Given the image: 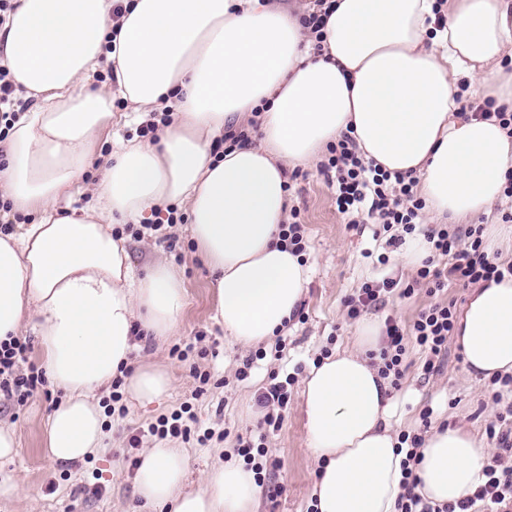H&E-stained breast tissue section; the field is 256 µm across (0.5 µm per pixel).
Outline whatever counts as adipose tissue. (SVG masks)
I'll list each match as a JSON object with an SVG mask.
<instances>
[{"label":"adipose tissue","instance_id":"1","mask_svg":"<svg viewBox=\"0 0 512 512\" xmlns=\"http://www.w3.org/2000/svg\"><path fill=\"white\" fill-rule=\"evenodd\" d=\"M335 4L317 57L300 12L266 0H15L0 25V65L30 107L9 132L0 195L36 219L0 234V342L33 331L62 394L45 424L51 462L105 448L101 400L113 379L125 377L140 405L173 389L165 367L136 364L133 353L136 332L163 340L176 330L182 275L163 260L138 272L112 225L187 205L213 277L214 318L248 347L285 329L308 282L278 237L285 170L312 165L343 133L384 169L416 177L428 209L448 221L464 223L501 197L512 138L496 119L459 117L455 97L512 106V67L502 63L512 0H448L441 29L436 0ZM117 99L134 112L170 104L176 115L157 141L118 143L88 206L61 207ZM252 119L260 144L214 154V138ZM379 336L378 320L363 319L355 349L303 381L317 512H395L403 456L390 385L370 357ZM455 336L473 377L512 374V278L474 288ZM420 453L417 491L441 506L473 489L487 460L464 426L434 429ZM189 470L182 449H143L135 488L147 512H260L242 458L216 460L194 489Z\"/></svg>","mask_w":512,"mask_h":512}]
</instances>
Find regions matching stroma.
Listing matches in <instances>:
<instances>
[{
	"mask_svg": "<svg viewBox=\"0 0 512 512\" xmlns=\"http://www.w3.org/2000/svg\"><path fill=\"white\" fill-rule=\"evenodd\" d=\"M288 182V205L300 209L306 228L305 258L310 275L301 300L307 320L288 324L283 353L267 346L265 358L256 362L248 379L237 380L235 372L248 351L231 343L213 318L212 279L196 253L189 224L166 225L159 233L128 238L136 268L161 259L184 276L185 307L175 333L161 344L151 336L138 337L134 353L136 361L168 366L175 378L174 388L161 403L129 407L122 418L108 416L104 451L84 463L65 466L52 464L43 448L47 415L61 398L58 391L35 393L23 405L0 402V421L14 425L19 438L18 454L5 467L17 484L18 497H1L0 512H139L134 483L138 452L129 445L133 435L189 404L199 429H212L215 439L200 444L171 436L159 442L147 436L141 445L149 448L159 442L169 448H186L191 476L199 478L225 450L235 449L237 434L253 426L258 416L255 397L271 371L284 375L299 365L310 367L324 349H353L356 326L346 320L343 301L363 281L379 277L374 256L381 253L383 243L374 240L372 228L361 233L347 229L317 165L297 168ZM188 343L207 353L199 365L210 371L211 380L200 396L195 393L189 362L170 354L173 346ZM448 351L447 370L428 381L420 377L418 353H411L402 388L393 394L392 420L399 430L419 428L420 412L429 406L434 410L433 426L462 424L484 433L495 413L486 395V382L468 374L460 359V345L449 342ZM290 392L283 426L267 439L271 457L280 463L276 480L283 491L275 498L262 496L261 512H307L311 503L314 464L306 443L301 383H294Z\"/></svg>",
	"mask_w": 512,
	"mask_h": 512,
	"instance_id": "stroma-1",
	"label": "stroma"
}]
</instances>
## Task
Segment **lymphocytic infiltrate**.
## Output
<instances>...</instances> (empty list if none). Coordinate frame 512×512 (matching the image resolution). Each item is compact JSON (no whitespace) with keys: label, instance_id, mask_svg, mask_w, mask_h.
<instances>
[{"label":"lymphocytic infiltrate","instance_id":"obj_1","mask_svg":"<svg viewBox=\"0 0 512 512\" xmlns=\"http://www.w3.org/2000/svg\"><path fill=\"white\" fill-rule=\"evenodd\" d=\"M319 172L335 189L337 211L347 219L349 228L362 224L374 225L375 236L385 238L389 247L400 248L408 239L422 238L427 255L411 282H402L398 273L379 280L363 282L344 301L346 317L354 322L368 311L385 308L392 292L412 297L416 287H426L431 298L409 323L386 317L381 336L380 374L392 388H399L408 368L410 349H418L421 373L430 377L440 373L448 355V339L454 330L456 303L444 299L448 285L469 287L490 280L502 281L512 276V262L499 261L491 255L483 238L480 224H428L424 221L426 203L417 190L415 177L384 170L374 160L366 159L355 139L343 134L327 147ZM27 345L20 339L0 343V397L19 404L43 385L42 373L25 368ZM294 376L271 373L269 381L257 397L262 416L257 435L239 436L236 452L251 465L258 485L264 486L270 497H277L280 488L273 485L265 458L268 449L265 434L281 429L289 402V388ZM487 394L497 412L487 426L486 434L495 445V452L484 466L479 484L456 504L442 507L431 505L417 492L420 478L416 467L418 453L424 442V431L431 426L432 407L421 414V429L400 432L398 449L404 452L401 493L396 512H502L512 505V469L504 459L512 458V375H494Z\"/></svg>","mask_w":512,"mask_h":512}]
</instances>
